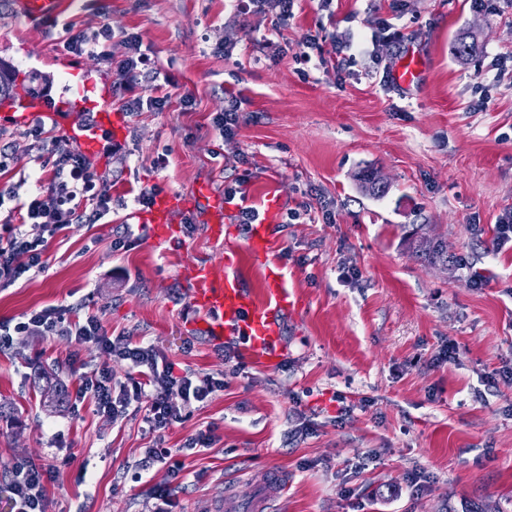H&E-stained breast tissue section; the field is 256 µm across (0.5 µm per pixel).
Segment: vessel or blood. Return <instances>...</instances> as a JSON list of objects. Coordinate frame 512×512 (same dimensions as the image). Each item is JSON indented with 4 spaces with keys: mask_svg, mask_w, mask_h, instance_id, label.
<instances>
[{
    "mask_svg": "<svg viewBox=\"0 0 512 512\" xmlns=\"http://www.w3.org/2000/svg\"><path fill=\"white\" fill-rule=\"evenodd\" d=\"M64 8L65 0H16L17 12L29 18L54 17ZM406 58L405 65L392 75L393 82L403 89L417 84L423 75L421 53L411 49ZM67 73L71 94L68 104L59 111L45 110L44 115L50 125L65 129L83 151L92 153L100 148L103 132L121 133L124 118L121 113L103 107L97 88L78 68H68ZM85 110L96 112L95 125L88 126L79 120V112ZM199 202L206 206L205 218L212 237L225 243L223 275H215L209 264L199 262L188 266L184 272L190 285V302L199 313L201 327L218 342L228 336L245 337L250 349L258 353L260 363L267 368L273 367L281 354L280 317L294 305L282 285L279 268L265 262L269 224L275 219L277 205L269 203L265 222L252 226L248 242L243 247L226 243L224 226L230 207L205 186L191 194H157L149 210L140 213L138 219L151 225L155 237L164 241L170 239L179 214L192 210ZM246 257L266 265L263 298H255L243 288L235 273Z\"/></svg>",
    "mask_w": 512,
    "mask_h": 512,
    "instance_id": "b4317fda",
    "label": "vessel or blood"
}]
</instances>
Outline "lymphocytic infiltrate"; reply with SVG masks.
<instances>
[{
    "label": "lymphocytic infiltrate",
    "mask_w": 512,
    "mask_h": 512,
    "mask_svg": "<svg viewBox=\"0 0 512 512\" xmlns=\"http://www.w3.org/2000/svg\"><path fill=\"white\" fill-rule=\"evenodd\" d=\"M59 41L67 52L120 72L124 111L161 112L168 106V96L147 92L160 72L144 50L140 34L118 36L107 24L88 33L66 20L59 29ZM25 127L28 136L43 141L44 152L37 160L35 190L29 197L20 198L11 184H0V202L8 199L14 203L12 218L0 223L1 287L15 284L30 272L44 270L49 242L73 225L98 223L109 213L112 202L107 180L72 142L49 135L38 115L30 116ZM32 225L38 227V235L29 233ZM66 313L62 306L43 308L30 312L14 326H0V349L8 347L16 334L68 336L78 345L94 347L111 359L136 368L139 378L129 384L116 381L107 365L95 377L82 381L75 398L91 399L97 413L116 421L126 416L132 403L143 400L147 403L144 420L148 429L159 433L182 417L179 406L171 401L172 395H179L186 402L203 403L224 388L223 379L211 374L175 375L154 344L111 338L96 316L71 322ZM161 464L167 467L168 480L153 488L159 503L157 512H174V491L188 479L182 464L172 461L168 449L155 444L145 449L137 468L146 473ZM56 473L53 465L16 463L9 484L14 512H44L47 485Z\"/></svg>",
    "instance_id": "f902f5d3"
}]
</instances>
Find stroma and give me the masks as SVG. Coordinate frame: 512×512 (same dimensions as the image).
Returning a JSON list of instances; mask_svg holds the SVG:
<instances>
[{
    "instance_id": "1",
    "label": "stroma",
    "mask_w": 512,
    "mask_h": 512,
    "mask_svg": "<svg viewBox=\"0 0 512 512\" xmlns=\"http://www.w3.org/2000/svg\"><path fill=\"white\" fill-rule=\"evenodd\" d=\"M63 16L87 31L139 33L178 87L166 111L126 113L120 156H90L108 173L111 212L53 239L45 270L0 287V323L68 305L112 336L153 343L176 374H225L207 403L172 398L182 418L162 445L193 477L177 512L227 500L250 512L260 498L266 512H512V377L503 372L512 367V246L494 245L512 211V79L499 76L512 55V7L495 15L471 0H296L280 28L232 0H71ZM384 19L403 44L372 41ZM317 29L321 50L296 58L293 46ZM467 32L479 49L462 61L452 45ZM333 34L353 39L342 72L331 65ZM264 36L289 53L274 56ZM229 38L244 44L232 61L220 50ZM411 46L424 54L422 80L408 90L384 83ZM62 59L48 28L0 0L1 63L45 77L58 94ZM228 89L241 92L246 120L224 141L211 119ZM0 139L19 156L9 180L28 196L43 144L11 123H0ZM366 169L383 178V196L363 190ZM237 170L247 173L248 204L265 210L273 195L282 209L269 258L298 306L282 317L286 354L271 369L242 342L224 361L194 328L183 268L206 261L224 272V246L206 224L159 242L133 218L140 189L186 193L204 182L220 195ZM305 200L311 213L288 221L286 209ZM426 239L444 242L447 262L415 256ZM344 265L359 279L343 281ZM473 269L482 287L469 286ZM449 344L458 360L437 364ZM107 363L64 336H17L0 352V512H11L8 469L20 459L58 466L47 512H155L152 487L167 472L135 479L154 441L143 409L115 423L88 402L58 407L38 379L49 373L72 391ZM111 366L119 381L131 371ZM341 396L354 409L340 420ZM207 428L217 444L183 452ZM276 470L288 482L280 494L268 491Z\"/></svg>"
}]
</instances>
